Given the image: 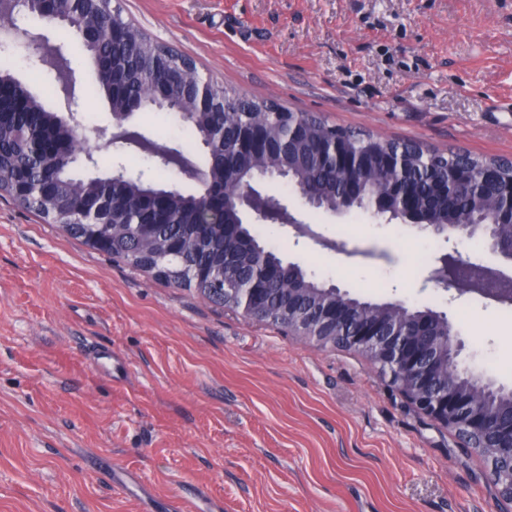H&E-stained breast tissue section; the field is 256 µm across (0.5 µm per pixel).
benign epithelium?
<instances>
[{
	"label": "benign epithelium",
	"instance_id": "7a95c632",
	"mask_svg": "<svg viewBox=\"0 0 512 512\" xmlns=\"http://www.w3.org/2000/svg\"><path fill=\"white\" fill-rule=\"evenodd\" d=\"M39 15L50 23L68 24L79 41L90 45L100 36L99 29L85 21L92 13L105 12L106 0H34ZM95 75L112 83V92L119 98L120 107L111 112L112 123L96 129V137L118 148L116 135L127 129L136 113L146 107H170L184 103L188 109L180 112L186 122L217 111L224 104L223 89L211 80L202 79L194 72V65L176 66L168 57H152L151 69L164 76L147 100L127 96L119 87L125 71L122 60L102 56L94 62ZM7 98L18 112L28 110L33 102L31 94L17 81L0 80V100ZM296 119L279 130V136L267 135L259 125H242L232 131L224 122L213 124L200 142L212 164H220L215 172H224V180L207 178L202 192L193 196L194 210L199 224L224 225V240H233L238 224L268 222L293 229L301 220L280 199H271L263 191L261 182L266 175L257 172L246 181H237L229 165L231 156L252 158L274 157L282 144L297 141L304 126L305 114L295 113ZM69 136H59V125H39L32 136L34 155L45 160L37 179L15 181L12 193L15 200L25 203L36 197L53 202L52 224H106L111 214L122 208V200L111 192V182L126 176L122 167L112 170L100 187L82 196H60L57 193L56 167L76 163L94 166L95 156L90 150L77 149V130L68 122ZM325 151L333 155L336 164L347 170L364 171L376 168L392 179L393 191L387 197H376L365 202L366 211L375 221L387 220L393 212L401 214L418 231L439 237L448 243L451 252L441 256L439 265L431 269L426 282L444 291L452 290L455 297L478 295L509 305V299L498 288L502 279L496 268L482 266V283L464 285L460 273L472 265L459 255L458 245L474 237L484 240L488 253L512 261V237L503 236V221L512 220V195L505 197L496 212L481 215L469 224L439 222L432 211L419 206L413 194L400 183L406 167L404 151L371 149L355 156L343 151L341 142L332 139ZM500 163L489 159L475 165H462L448 173V208H453L457 187L466 185L475 190L500 180ZM237 183L235 190L224 193V182ZM179 194L170 190H155L143 194L141 208L130 211V223L139 236H147L156 224L168 222L169 213L177 205ZM237 255L229 249L214 259L212 266L194 275L195 282L213 279L216 271L235 266ZM298 264L286 261L281 265L262 262L252 273L235 284H224V308L246 319L278 323L288 335L305 342H314L333 349L342 347L352 351L388 378V383L400 396L402 403L423 416L438 429H445L459 440L460 447H468L467 438L481 441L488 449L484 455L488 468L485 480L496 492L497 502L512 506V386L498 382L485 370L470 365L474 353L460 336V331L446 311L425 309L404 311L400 300L389 301L384 308L391 311L388 319L358 316V308L347 292L334 284L324 289L321 304L313 310L302 304L294 278ZM288 278V297L279 309V320H274L267 299L268 286Z\"/></svg>",
	"mask_w": 512,
	"mask_h": 512
}]
</instances>
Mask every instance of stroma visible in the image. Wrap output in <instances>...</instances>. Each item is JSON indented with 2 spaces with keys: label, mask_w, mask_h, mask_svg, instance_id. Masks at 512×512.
<instances>
[{
  "label": "stroma",
  "mask_w": 512,
  "mask_h": 512,
  "mask_svg": "<svg viewBox=\"0 0 512 512\" xmlns=\"http://www.w3.org/2000/svg\"><path fill=\"white\" fill-rule=\"evenodd\" d=\"M198 76L355 132L512 157V0H112ZM82 147L105 98L82 96ZM287 200L318 240L270 244L376 301L449 311L512 385V316L424 284L442 250L353 211ZM111 348L129 374L99 375ZM480 457L404 407L359 355L296 341L0 200V512H162L203 490L222 512H496ZM134 474L122 487L120 478Z\"/></svg>",
  "instance_id": "obj_1"
}]
</instances>
